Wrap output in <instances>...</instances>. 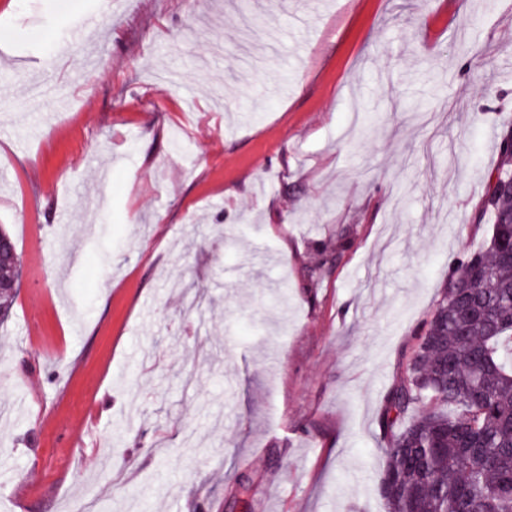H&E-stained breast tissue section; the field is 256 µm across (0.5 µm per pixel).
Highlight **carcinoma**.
I'll return each mask as SVG.
<instances>
[{"instance_id":"carcinoma-1","label":"carcinoma","mask_w":512,"mask_h":512,"mask_svg":"<svg viewBox=\"0 0 512 512\" xmlns=\"http://www.w3.org/2000/svg\"><path fill=\"white\" fill-rule=\"evenodd\" d=\"M496 139L491 236L449 268L381 415L387 512H512V194L493 182L512 170V124Z\"/></svg>"}]
</instances>
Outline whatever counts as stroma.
Wrapping results in <instances>:
<instances>
[{"mask_svg": "<svg viewBox=\"0 0 512 512\" xmlns=\"http://www.w3.org/2000/svg\"><path fill=\"white\" fill-rule=\"evenodd\" d=\"M510 120L512 0H0V512H385ZM0 262L5 261L11 258L13 250L11 244L14 249V259L8 262H1L0 264V278L1 279H18L19 270L21 268V260L19 255L17 254L14 244L6 231L0 230ZM7 239H5V238ZM11 242V244H10Z\"/></svg>", "mask_w": 512, "mask_h": 512, "instance_id": "stroma-1", "label": "stroma"}]
</instances>
